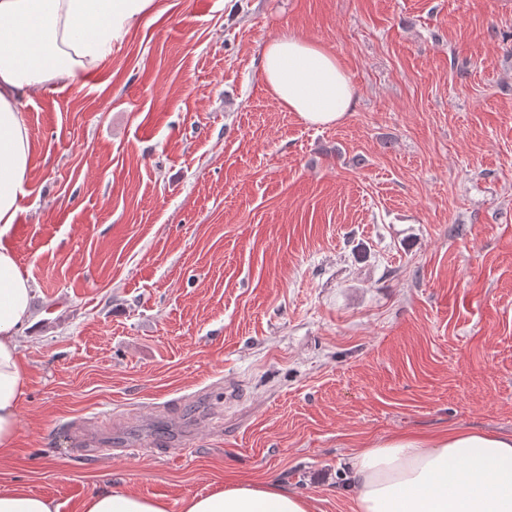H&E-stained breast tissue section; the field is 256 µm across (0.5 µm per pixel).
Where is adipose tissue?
<instances>
[{"instance_id": "1", "label": "adipose tissue", "mask_w": 512, "mask_h": 512, "mask_svg": "<svg viewBox=\"0 0 512 512\" xmlns=\"http://www.w3.org/2000/svg\"><path fill=\"white\" fill-rule=\"evenodd\" d=\"M153 0H0V237L14 226L33 147L24 101L50 82L72 83L112 51ZM267 90L313 126L342 123L354 105L336 56L285 32L261 59ZM32 288L10 247L0 244V454L16 442L25 378L17 337L31 319ZM354 512H512V435L451 428L371 443L350 471ZM304 497L271 484L231 480L194 495L183 512H311ZM77 512H167L134 492H100Z\"/></svg>"}]
</instances>
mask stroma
Returning a JSON list of instances; mask_svg holds the SVG:
<instances>
[{"label": "stroma", "instance_id": "35a3bbf8", "mask_svg": "<svg viewBox=\"0 0 512 512\" xmlns=\"http://www.w3.org/2000/svg\"><path fill=\"white\" fill-rule=\"evenodd\" d=\"M284 31L344 64L343 123L265 89ZM22 110L0 489L182 512L236 475L353 512L362 442L512 435V0H153ZM77 512H167L164 501L134 492H99L83 499Z\"/></svg>", "mask_w": 512, "mask_h": 512}]
</instances>
